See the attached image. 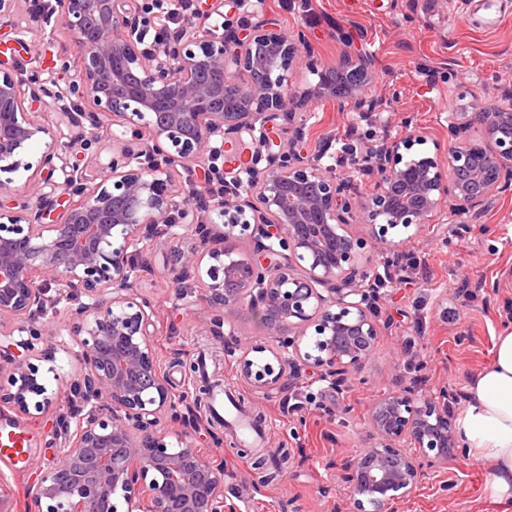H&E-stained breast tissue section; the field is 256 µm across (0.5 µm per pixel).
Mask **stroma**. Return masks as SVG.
I'll return each mask as SVG.
<instances>
[{"label":"stroma","instance_id":"obj_1","mask_svg":"<svg viewBox=\"0 0 512 512\" xmlns=\"http://www.w3.org/2000/svg\"><path fill=\"white\" fill-rule=\"evenodd\" d=\"M499 11L469 7L468 0H246L240 14L255 25L269 20L294 37L304 34L285 78L313 88L314 96L297 110L293 127L275 126L282 145H291L294 129L304 135L308 153L338 159L333 174L349 182L356 217L351 230L362 246L358 265L378 269L387 260L426 259L429 281L402 289L381 290L371 303L379 325L372 356L340 389L320 379V370L303 368L292 382L260 386L243 378L224 352L222 338L203 322L204 287L189 257L199 243L195 226L179 238L144 241L142 255L150 271L138 288L155 305L149 340L173 394L195 391L200 378L189 363L205 361L210 379L242 397L258 418L268 419L255 443L277 479L261 483L249 455L234 448L230 429L201 409V427L193 441L204 455L224 463V512H356L341 486L336 465L356 457L374 443L370 419L380 399L413 387L427 394L447 386L468 390L472 379L493 356L496 336L512 327V188L472 208L461 223L422 225L412 239L391 230L397 247L381 244L377 226L362 223L363 208L374 192L371 174L354 171L350 157L386 141L411 142L405 158H437L449 139L448 116L469 111L475 99L512 104V0ZM54 0H22L17 11L0 16V41L25 42L24 50L0 56V67L15 77L40 72L54 79L62 62L73 59L66 36L28 27V16ZM371 55L375 67L364 77L363 95L374 108L358 112L336 97L319 92L325 75L350 47ZM41 123L51 125L54 140L38 138L23 152V161L38 163L47 147L69 164H93L98 176L112 155V133L104 131L88 148L72 147L78 127L55 111ZM75 303H60L42 318L49 335L30 355L38 379L54 385L55 375L72 376L76 360L62 348L61 330L75 320ZM236 328L241 349H255V361H272L278 339L240 305ZM16 427L30 441L23 468L0 462V512H46L32 485L54 461L46 443L55 432V413L18 417L0 403V429ZM289 449L281 463V449ZM389 512H502L487 489V468L473 453L453 460L447 470L423 480L413 497L392 503Z\"/></svg>","mask_w":512,"mask_h":512}]
</instances>
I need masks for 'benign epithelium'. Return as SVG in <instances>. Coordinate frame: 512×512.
I'll use <instances>...</instances> for the list:
<instances>
[{
  "instance_id": "7a95c632",
  "label": "benign epithelium",
  "mask_w": 512,
  "mask_h": 512,
  "mask_svg": "<svg viewBox=\"0 0 512 512\" xmlns=\"http://www.w3.org/2000/svg\"><path fill=\"white\" fill-rule=\"evenodd\" d=\"M163 5L164 0H56L49 14H31L28 26L36 29L56 17L78 59L77 74L48 87L33 73L24 90L0 70V170L30 171L19 156L38 137H53L28 111L27 98L70 119L71 106L88 102L93 139L111 126L128 127L137 136L143 128L149 135L146 149L113 156L109 174L89 191L84 185L94 175L71 168L64 183L77 200L62 207L44 196L0 225V338L25 332L28 338L15 346L34 350L43 329L35 326L33 306L47 281L57 283L58 302L89 299L80 304L70 332L68 350L77 358L79 378L70 384L77 399L58 415L65 431L62 456L32 488L37 501L48 502L47 512H118V495L127 512H224V462L190 441L193 421H183L174 446L159 427L160 416L176 409L147 338L153 304L134 293L144 271L137 248L143 239L161 232L176 239L184 225H197L200 245L192 264L205 286L206 325L230 338L225 353L248 379L277 382L309 363L330 381L356 374L379 336L369 292L355 287L369 272L355 261L345 183L330 175L320 155L310 159L295 148L273 150L278 141L267 124L291 118L310 96L305 87L284 84L282 72L293 65L297 40L263 24L245 28L224 13V0H212L209 13L224 19L221 35L201 25L165 27L148 43L150 28L164 17ZM366 66L374 60L343 54L335 65L342 82L319 90L363 109ZM241 70L250 82L237 80ZM451 118L455 138L443 164L428 157L404 159L400 149L411 143L397 140L373 159L353 161L375 179L364 223L380 225L384 243L397 245L385 239L390 229H416L445 211L456 220L508 186L512 110L488 111L479 104ZM257 129L266 151L243 149L237 135L252 136ZM203 147L209 165L201 184L222 187L209 207L222 219L224 240L239 224L253 227L247 258L212 246L199 216V196L176 201L163 191L164 176L190 163ZM233 152L245 163L228 180L224 167ZM243 299L280 339L276 368L250 359L247 351L237 354L232 339ZM310 321L317 334L315 355L300 347L302 326ZM4 372L15 388L6 400L18 414H30L31 394L42 397L35 403L39 412L58 405L57 391L38 381L27 357L0 348ZM371 426L378 443L338 474L359 512L366 502L372 512H387L452 460L456 442L446 386L430 395L409 390L379 400ZM396 442H409L417 452L403 453L392 447Z\"/></svg>"
}]
</instances>
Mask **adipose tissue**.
Here are the masks:
<instances>
[{
    "label": "adipose tissue",
    "instance_id": "obj_1",
    "mask_svg": "<svg viewBox=\"0 0 512 512\" xmlns=\"http://www.w3.org/2000/svg\"><path fill=\"white\" fill-rule=\"evenodd\" d=\"M457 434L489 469L493 497L512 512V331L497 337L491 362L474 378Z\"/></svg>",
    "mask_w": 512,
    "mask_h": 512
}]
</instances>
